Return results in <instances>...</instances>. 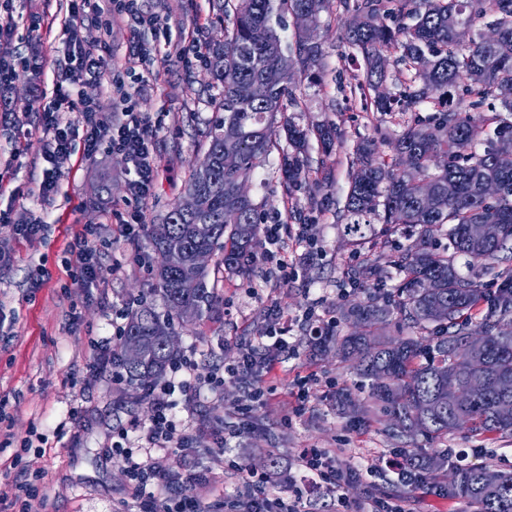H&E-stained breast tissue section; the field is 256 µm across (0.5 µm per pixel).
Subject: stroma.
Segmentation results:
<instances>
[{
	"mask_svg": "<svg viewBox=\"0 0 512 512\" xmlns=\"http://www.w3.org/2000/svg\"><path fill=\"white\" fill-rule=\"evenodd\" d=\"M140 4L171 28L173 42L197 40L206 45L224 38L213 0H140ZM67 5L68 0H10L9 5L13 48L9 63L16 74L7 98L16 118L0 120V211L11 218L10 223L0 222V399L12 405L13 412L7 435L0 437V483L17 478L18 471L4 468L3 462L29 439L31 429L53 437L67 409L79 404L84 419L68 448L44 457L31 451L23 455V469L47 472L28 508L30 512H112L128 498V477L105 452L111 429L146 424L152 410L137 386L115 385L106 376L89 380L90 342L110 334L113 307L149 296L154 251L148 228L163 223L173 204L184 200L185 183L204 156L205 135L220 117L219 94L208 86L206 66L185 69L172 52L156 55L153 77H144V64L129 59L127 48L136 38L155 47L157 35L134 32L126 22L115 20L102 81L77 84L73 90L100 101L102 119L110 123L120 118L122 108L113 99V90L125 86L137 111L159 127L154 142L158 184L145 201L133 200L129 183L134 174L124 156L105 142L93 161L76 162L61 176L56 194L42 198L39 185L46 167L47 137L37 129V112L25 111L24 106L34 91L53 92L58 70L50 55L65 39ZM343 21L337 0H331L313 32L324 54L325 72L317 82L302 81L296 91L297 123L329 121L342 130L330 158H323L318 144L309 148V164L325 168V180L317 186L302 185L292 202H283L280 152L275 149L247 185L267 216L279 217L291 227L306 225L305 238L292 231L284 236V254L296 261L298 275L284 281L276 269L261 263L255 265L250 281L225 275L213 311L177 330L180 351L196 353L199 378L237 359L235 337L261 341L267 330V302L298 317L309 296L324 297L326 313L335 318L336 331L342 335L348 331L342 308L363 298L361 292L341 288L347 268L356 264L361 252L360 245L344 234L340 219L353 172V146L365 138L374 142L379 156L390 157L398 127L388 116L368 119L360 99L351 94L350 85L363 69L359 62L340 57ZM312 195L319 200L318 208L309 204ZM134 208L143 211L145 229L130 240L122 236L118 222ZM36 216L45 223L40 235L28 240L15 235L13 223ZM96 224L112 243L102 246L100 276L91 283L81 277L68 244L77 229ZM309 250L315 253L313 260L301 262V254ZM39 277L44 284L37 288L33 282ZM299 341L298 355L286 358L267 377L274 395L258 410L254 431L243 435L233 449L243 468L259 470L269 455L284 461L299 448L339 450L340 461L362 470L361 477L343 489L353 512L387 496L407 498L411 512H468L463 500L435 493L451 484L455 465L436 474L431 490L404 485L385 467V459L412 449L424 457L437 447L453 448L464 454L465 465L512 471V435L486 440L462 430L437 442L421 437L411 442L389 434L380 409L366 415L342 413L333 395L337 388H354L355 374L335 354L315 351L308 335H300ZM247 389V381L234 380L225 384L223 397L177 406V417L194 426L199 440L194 448L168 454L165 464L171 474L183 473L193 461L223 482L226 495L238 496V477L214 457L212 437L224 423L235 421ZM301 390L308 395L306 410L293 424H286L288 402Z\"/></svg>",
	"mask_w": 512,
	"mask_h": 512,
	"instance_id": "obj_1",
	"label": "stroma"
}]
</instances>
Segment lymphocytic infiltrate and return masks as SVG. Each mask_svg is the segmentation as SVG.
<instances>
[{
  "mask_svg": "<svg viewBox=\"0 0 512 512\" xmlns=\"http://www.w3.org/2000/svg\"><path fill=\"white\" fill-rule=\"evenodd\" d=\"M117 15L127 18L136 30L153 29L158 25L156 16L141 12L139 0H119L114 8L101 5L100 0H69L68 38L61 49L64 73L58 77L50 101L38 107L39 126L48 138L47 167L40 185L42 195L56 192L59 177L72 163L71 135L76 122L85 130L83 160L95 159L105 141L125 156L134 172L129 190L135 200L147 199L157 183L159 168L153 150L156 131L150 122L128 105L123 109L122 121L104 124L100 118V102L77 100L72 93L73 84L100 81L106 68L107 42L82 40V29L92 22L100 30L109 31ZM266 312L271 324L265 342L257 344L251 338H239L237 360L204 379L195 377L192 357L176 358L168 378L144 392L153 411L149 423L113 432L109 454L122 463L129 477L130 498L138 512H211L210 503L177 492L165 466L169 452L191 448L197 438L195 429L177 420L174 412L177 398L181 395L215 398L223 391L225 380L247 375L254 381L248 390L249 401L267 400L270 391L263 386L264 378L281 356L293 351L294 345L289 341L290 319L273 303L267 304ZM288 470L289 485L302 482L333 493L339 491L346 477L360 473L355 466L338 468L330 451L323 448L298 449L288 463ZM239 479L246 490V497L240 503L241 512H304L301 497L288 500L273 494L268 477L243 470Z\"/></svg>",
  "mask_w": 512,
  "mask_h": 512,
  "instance_id": "obj_1",
  "label": "lymphocytic infiltrate"
}]
</instances>
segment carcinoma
Wrapping results in <instances>:
<instances>
[{"label":"carcinoma","mask_w":512,"mask_h":512,"mask_svg":"<svg viewBox=\"0 0 512 512\" xmlns=\"http://www.w3.org/2000/svg\"><path fill=\"white\" fill-rule=\"evenodd\" d=\"M330 0H217L225 23L224 43L207 46L213 84L219 87L224 116L206 134L203 160L185 184L200 197V210L168 212L170 242L152 236L156 254L154 287L165 313L140 300L128 314L116 345L114 365L125 380L144 388L160 379L179 349L166 337L178 324L200 320L216 302L218 273L249 277L256 261L259 224L265 218L237 187L266 166L282 133L288 151L281 173L289 197L309 180L307 151L315 138L330 156L339 139L334 123L301 127L293 117L299 101L296 74L319 77L323 53L305 31H297L294 51L284 54L272 19L299 11L317 22ZM344 40L352 56L362 58L365 76L356 84L365 107L382 115H401L395 157L380 158L372 143L355 146V165L343 209L345 234L372 236L373 221L390 235L403 228L415 240L388 253L363 255L347 271L344 283L395 278L392 296L369 291L364 301L343 311L351 330L315 343L352 363L369 395L389 418L390 430L410 440H440L467 427L485 437L512 434V419L499 415L512 402V269L497 273L499 291L486 294L480 273L512 253V169L497 165L512 152V0H339ZM494 38L486 41L482 29ZM395 56L400 91L383 90L387 65ZM492 101L499 109L484 113ZM428 112L430 116L422 117ZM239 156V166L224 169V153ZM458 194L448 197V181ZM499 183V195L483 193L486 181ZM432 191L429 201L421 185ZM477 224H497L500 235L483 241ZM203 249L217 257L185 285L179 264ZM478 273H463L458 260ZM411 334L386 338L391 320ZM136 336L144 343L137 360L127 351ZM472 336L483 343L468 364L461 348ZM481 377L485 393L463 407L447 403L448 383L466 384ZM448 493L467 499L471 512H512V472L488 467L461 468Z\"/></svg>","instance_id":"obj_1"}]
</instances>
